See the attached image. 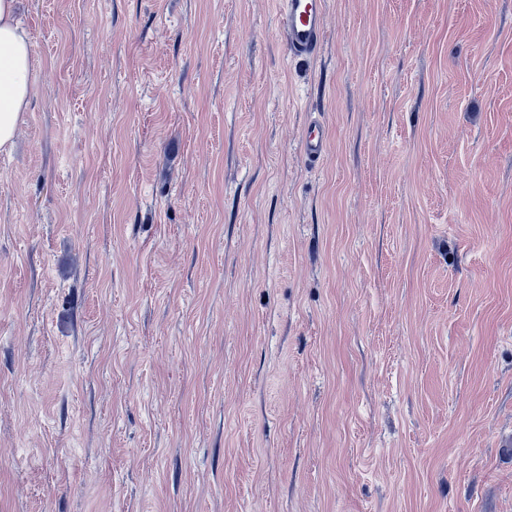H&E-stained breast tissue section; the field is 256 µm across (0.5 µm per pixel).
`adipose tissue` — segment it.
I'll list each match as a JSON object with an SVG mask.
<instances>
[{
	"instance_id": "adipose-tissue-1",
	"label": "adipose tissue",
	"mask_w": 512,
	"mask_h": 512,
	"mask_svg": "<svg viewBox=\"0 0 512 512\" xmlns=\"http://www.w3.org/2000/svg\"><path fill=\"white\" fill-rule=\"evenodd\" d=\"M16 10L17 0H0V151L13 146L30 95V43Z\"/></svg>"
}]
</instances>
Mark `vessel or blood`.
I'll return each instance as SVG.
<instances>
[{"instance_id": "b4317fda", "label": "vessel or blood", "mask_w": 512, "mask_h": 512, "mask_svg": "<svg viewBox=\"0 0 512 512\" xmlns=\"http://www.w3.org/2000/svg\"><path fill=\"white\" fill-rule=\"evenodd\" d=\"M278 11L287 56L296 59L317 54L325 32V0H278ZM324 154V126L310 122L303 140V155L307 161L316 163Z\"/></svg>"}]
</instances>
